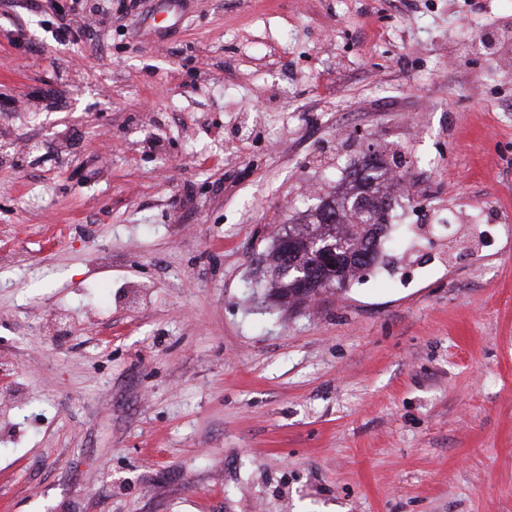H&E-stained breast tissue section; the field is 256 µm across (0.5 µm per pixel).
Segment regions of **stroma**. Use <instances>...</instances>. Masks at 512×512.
I'll return each mask as SVG.
<instances>
[{
    "label": "stroma",
    "instance_id": "stroma-1",
    "mask_svg": "<svg viewBox=\"0 0 512 512\" xmlns=\"http://www.w3.org/2000/svg\"><path fill=\"white\" fill-rule=\"evenodd\" d=\"M0 0V512H512V224L276 301L397 149L416 224L512 212V0ZM279 239L280 237L278 236L273 241L270 251L266 254V259L270 262V266L274 267V271L282 267L280 249L277 244ZM274 271L272 273L274 280L271 281L270 288H278L281 296L301 302L308 298L302 288L306 289L308 296H313L320 292L322 282L316 281L313 277H299V281L302 282L301 288V285L298 284L297 276L283 275L280 271L278 274H275Z\"/></svg>",
    "mask_w": 512,
    "mask_h": 512
}]
</instances>
